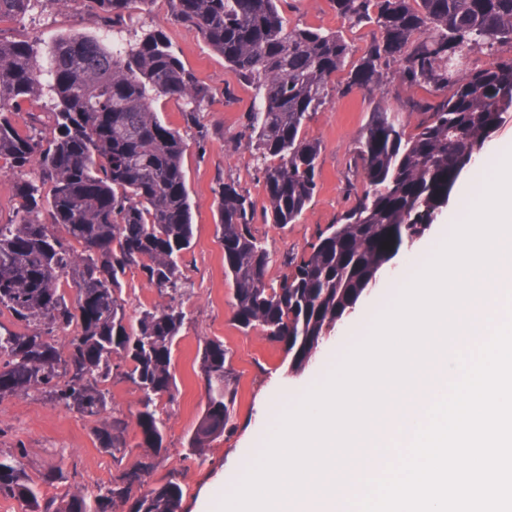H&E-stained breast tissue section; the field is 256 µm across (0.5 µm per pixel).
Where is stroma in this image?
<instances>
[{"label": "stroma", "instance_id": "1", "mask_svg": "<svg viewBox=\"0 0 512 512\" xmlns=\"http://www.w3.org/2000/svg\"><path fill=\"white\" fill-rule=\"evenodd\" d=\"M284 9L293 24L325 30L341 28L331 0H288ZM130 31L162 30L178 57L207 85L212 97L202 120L210 138L205 150L188 145L183 158L196 227L191 250L182 266L189 290L184 297L188 321L174 347L173 362L178 387L177 405L165 431L163 462L157 476L170 468L181 471L183 512H210L223 500L229 481L243 469L265 443L263 406L283 396H295L318 381L332 366L337 353L357 336L370 318L393 295L398 279L418 261L409 247H402L386 273L366 290L355 311L344 319L325 341L305 371L292 374L291 356L283 344L269 341L260 330L242 332L232 317L231 284L224 277V248L215 231L220 183L234 182L255 201L264 198L263 184L256 172V151L243 133V115L251 107L254 90L236 80L223 57L211 51L194 32L178 25L167 0H155L150 12L133 13L126 20ZM99 20L82 5L67 12L57 11L40 0L24 18L0 24V36L24 39L43 49L59 35L98 32ZM397 106L393 94L383 90L353 89L334 94L326 107L315 113L305 127L307 138L320 142L321 165L316 195L299 221L283 227L256 221L254 231L271 256L268 279L279 282L287 256L301 254L319 229L335 223L364 184L354 172L352 161L356 136L365 124L372 100ZM218 340L231 351L232 363L240 374V398L236 427L209 448L204 460H182L185 434L195 426L204 403V382L199 356L205 341ZM93 424L68 412L48 399L18 396L0 403V457L13 455L24 444V464L41 495L64 494L66 485L48 481L55 465L76 469L86 486L109 481L115 472L111 455L93 442Z\"/></svg>", "mask_w": 512, "mask_h": 512}]
</instances>
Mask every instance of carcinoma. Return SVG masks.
Segmentation results:
<instances>
[{"instance_id": "obj_1", "label": "carcinoma", "mask_w": 512, "mask_h": 512, "mask_svg": "<svg viewBox=\"0 0 512 512\" xmlns=\"http://www.w3.org/2000/svg\"><path fill=\"white\" fill-rule=\"evenodd\" d=\"M36 2L0 0V23ZM88 2L98 34L61 36L40 55L26 41L0 38V169L12 176L14 200L11 221L0 224V312L28 328L0 324V402L44 395L92 420L98 448L122 459L129 419L109 407V384L127 379L141 392L143 453L96 492L60 499L40 496L20 461L1 459L8 474L0 497L19 501L22 512H182L177 472L162 483L153 475L175 403L173 347L187 320L180 260L194 224L187 144L154 102L182 101L184 124L202 145L209 130L200 112L211 92L163 32L117 38L125 17L154 0ZM168 3L175 21L255 89L244 132L255 142L264 200L259 206L235 183L220 184L216 233L236 326L284 344L300 372L371 277L405 242L423 237L464 158L512 114V57L480 69L464 62L475 49L512 45V0H331L343 26L376 29L361 51L341 29L289 24L282 0ZM336 75L345 94L390 86L426 96L405 98L400 112L375 102L354 147L365 189L284 262L275 286L252 225L259 211L267 224H292L311 203L321 147L303 129L327 104ZM26 104L33 112L22 128ZM131 269L167 297L133 320L121 297ZM65 284L75 290L71 301ZM199 369L205 403L186 436L185 461L203 459L236 428L240 379L223 343L205 342Z\"/></svg>"}]
</instances>
